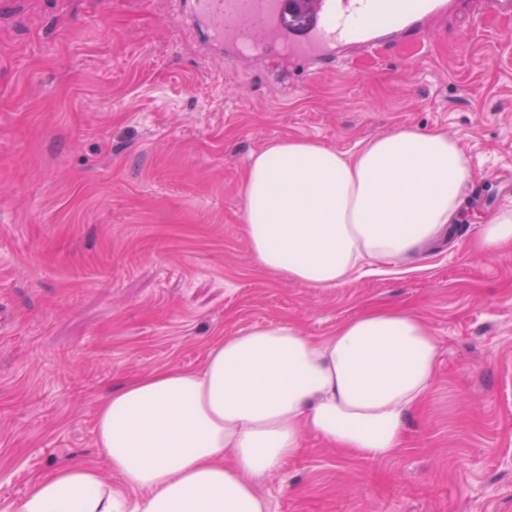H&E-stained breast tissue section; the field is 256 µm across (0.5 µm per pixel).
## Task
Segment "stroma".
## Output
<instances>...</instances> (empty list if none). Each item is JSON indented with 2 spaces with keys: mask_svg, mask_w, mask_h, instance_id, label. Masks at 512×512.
Returning a JSON list of instances; mask_svg holds the SVG:
<instances>
[{
  "mask_svg": "<svg viewBox=\"0 0 512 512\" xmlns=\"http://www.w3.org/2000/svg\"><path fill=\"white\" fill-rule=\"evenodd\" d=\"M426 39L384 34L311 83L226 64L178 0H0V512L63 462L100 463L113 386L194 370L272 320L323 339L373 304L433 330L437 378L394 458L304 451L256 479L269 512H512V254L468 243L512 207V16L454 0ZM399 126L472 170L452 240L338 288L261 270L241 222L253 152L349 151Z\"/></svg>",
  "mask_w": 512,
  "mask_h": 512,
  "instance_id": "35a3bbf8",
  "label": "stroma"
}]
</instances>
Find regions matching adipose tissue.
I'll use <instances>...</instances> for the list:
<instances>
[{
    "label": "adipose tissue",
    "instance_id": "1",
    "mask_svg": "<svg viewBox=\"0 0 512 512\" xmlns=\"http://www.w3.org/2000/svg\"><path fill=\"white\" fill-rule=\"evenodd\" d=\"M469 177L440 129L398 127L351 152L288 138L251 155L241 219L262 270L337 288L463 222ZM473 248L511 249L512 209L491 215ZM439 356L428 325L395 305L364 309L322 340L279 321L224 336L198 371L156 369L113 389L95 413L105 468L67 462L14 512H268L252 480L295 459L306 434L353 458L398 455Z\"/></svg>",
    "mask_w": 512,
    "mask_h": 512
}]
</instances>
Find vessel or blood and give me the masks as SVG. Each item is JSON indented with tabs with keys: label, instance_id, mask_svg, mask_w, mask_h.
Masks as SVG:
<instances>
[{
	"label": "vessel or blood",
	"instance_id": "vessel-or-blood-1",
	"mask_svg": "<svg viewBox=\"0 0 512 512\" xmlns=\"http://www.w3.org/2000/svg\"><path fill=\"white\" fill-rule=\"evenodd\" d=\"M443 0H190L189 16L215 43L237 51H288L289 64L318 77L334 68L339 52L370 49L379 33L416 29L421 18L441 12Z\"/></svg>",
	"mask_w": 512,
	"mask_h": 512
}]
</instances>
